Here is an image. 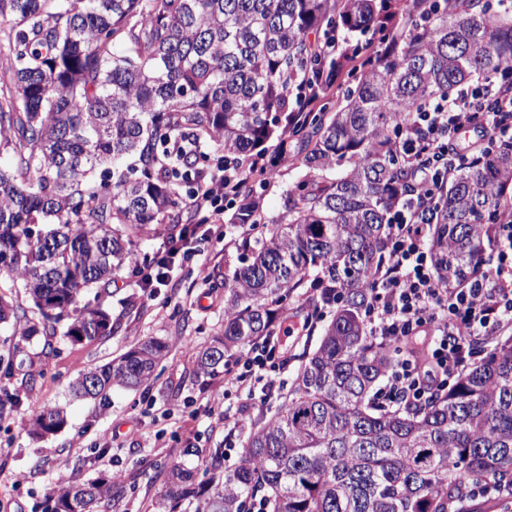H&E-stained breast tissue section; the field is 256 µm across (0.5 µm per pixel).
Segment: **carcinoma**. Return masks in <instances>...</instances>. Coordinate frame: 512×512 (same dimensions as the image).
<instances>
[{
  "label": "carcinoma",
  "mask_w": 512,
  "mask_h": 512,
  "mask_svg": "<svg viewBox=\"0 0 512 512\" xmlns=\"http://www.w3.org/2000/svg\"><path fill=\"white\" fill-rule=\"evenodd\" d=\"M411 24L421 37L354 77L343 104L312 115L316 140L306 166L319 181L287 193L288 219L224 276V330L197 354V374L224 376V358L276 327L275 312L317 271L315 289L332 312L317 348L304 354L288 398L251 431L240 462L224 469L211 448L204 481L171 465L154 512H245L261 495L267 512H461L472 485L512 500V336L426 402L386 408L373 390L392 365L368 336L369 281L388 247L395 195L412 173L389 142L430 98H446L512 63V6L492 0H428ZM12 27L0 35L10 84L0 88V271L34 306L0 293V323L13 321L0 364L43 337L38 356L57 355L56 324L75 345L112 335L103 307L116 275L140 274L133 238L163 219L180 223L174 185L196 168L202 142L244 157L281 136L290 85L324 69L309 34L388 30L384 0H0ZM100 179H95V175ZM512 196V149L463 169L443 194L430 237L448 286L475 272L502 195ZM260 205L233 224H259ZM168 344L148 338L119 358L79 373L74 395L105 401L114 387L144 385ZM21 406L0 398V423ZM67 413L41 407L26 421L54 434ZM118 492L114 478H65L48 512H96Z\"/></svg>",
  "instance_id": "carcinoma-1"
}]
</instances>
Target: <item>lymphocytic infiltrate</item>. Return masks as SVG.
I'll return each mask as SVG.
<instances>
[{
    "instance_id": "f902f5d3",
    "label": "lymphocytic infiltrate",
    "mask_w": 512,
    "mask_h": 512,
    "mask_svg": "<svg viewBox=\"0 0 512 512\" xmlns=\"http://www.w3.org/2000/svg\"><path fill=\"white\" fill-rule=\"evenodd\" d=\"M411 33L407 22L396 21L381 44L322 41L317 50L329 59L357 60L369 67ZM511 141L512 66L507 65L497 76L466 85L415 113L407 133L393 142L413 171L416 187L401 195L390 212L387 253L365 307L369 334L399 352L378 392L388 403L425 401L461 376L471 361L474 337L512 333V199L504 201L487 235L489 252L477 257L481 275L446 287L425 248L449 182L480 162L489 146ZM266 174L265 166L243 158L232 167L219 162L190 175L185 201L200 216L206 237L226 240L221 222L225 206L235 205L249 182ZM298 329L297 323L288 322L267 336L261 348L241 353L225 368V383L244 392L247 401L269 402L275 392L277 348Z\"/></svg>"
}]
</instances>
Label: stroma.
Here are the masks:
<instances>
[{"label":"stroma","instance_id":"35a3bbf8","mask_svg":"<svg viewBox=\"0 0 512 512\" xmlns=\"http://www.w3.org/2000/svg\"><path fill=\"white\" fill-rule=\"evenodd\" d=\"M304 156L300 141H292L290 161L276 165L267 182L253 183L264 221L254 226L252 242L265 239L270 224L283 221L287 191L313 178ZM191 245L167 285L146 292L135 275L112 283L105 306L119 329L111 337L75 349L55 336L57 355L43 360L45 375L19 414L52 402L65 407L67 424L47 437L31 436L10 421L0 424V512H44L45 487L62 476L83 481L113 475L122 489L108 512H151L164 466L182 461L184 448L230 449L224 466L234 468L250 430L283 402L299 356L319 342L322 321L284 339L285 363L276 373L281 389L268 403L246 404L220 380L202 383L195 374L196 352L224 327V277L239 266L242 252L199 233ZM149 337L168 342L169 350L146 386L113 389L103 405L71 399L69 385L80 371L108 363ZM227 408L240 411L241 430H225L219 413Z\"/></svg>","mask_w":512,"mask_h":512}]
</instances>
